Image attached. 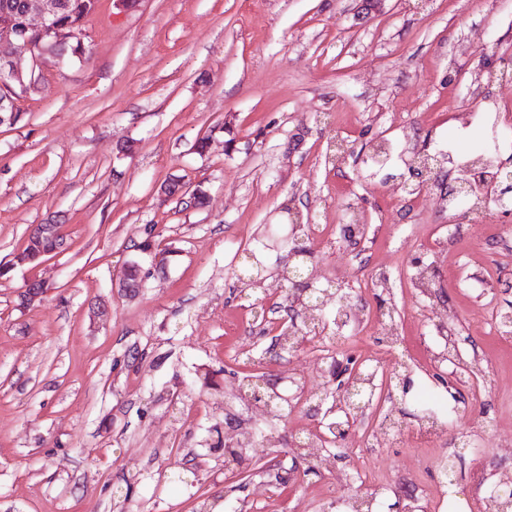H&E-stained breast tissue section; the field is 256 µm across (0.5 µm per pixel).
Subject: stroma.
<instances>
[{"label": "stroma", "mask_w": 512, "mask_h": 512, "mask_svg": "<svg viewBox=\"0 0 512 512\" xmlns=\"http://www.w3.org/2000/svg\"><path fill=\"white\" fill-rule=\"evenodd\" d=\"M83 58L47 64L45 88L0 125V512H343L348 495L377 493L376 512H440L439 462L453 457L456 495L512 468L488 456L512 448V338L496 313L512 307V217L487 209L456 243L447 209H408L399 179L412 153L443 155L440 178L485 157L512 172V115L489 111L487 72L512 80V0H139L131 12L99 0ZM207 149L197 153L196 144ZM385 144L390 161L368 155ZM133 145L125 156L120 145ZM203 187L183 208L160 186ZM365 224L354 257L343 228ZM326 225L309 238L318 284L350 291L366 319L329 325L282 357L240 298L237 265L258 249L267 317L292 325L283 289L287 251H264L282 224ZM62 224L68 248L35 267L14 257L33 225ZM165 248L162 267L138 250ZM434 287L412 286L415 261ZM149 277L133 293L131 264ZM390 285L376 295L375 267ZM50 288L29 307L27 281ZM395 310L414 361L410 400L379 402L402 425L383 449L341 442L331 470L300 478L282 450L323 413L296 404L270 417L243 398L247 375L287 392L326 388L325 354L342 346L382 376L397 375L373 320ZM112 308L99 321V304ZM453 315L459 360L479 359L480 404L448 412L446 452L411 435L443 349L438 314ZM267 428L278 447L224 448Z\"/></svg>", "instance_id": "obj_1"}]
</instances>
